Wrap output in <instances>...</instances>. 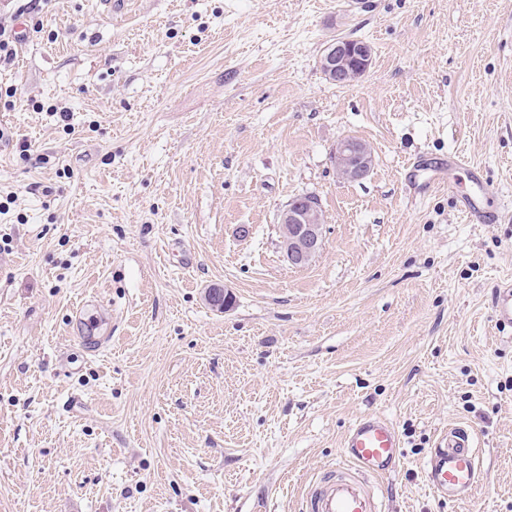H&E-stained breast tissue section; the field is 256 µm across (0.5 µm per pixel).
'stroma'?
Masks as SVG:
<instances>
[{
  "label": "stroma",
  "mask_w": 512,
  "mask_h": 512,
  "mask_svg": "<svg viewBox=\"0 0 512 512\" xmlns=\"http://www.w3.org/2000/svg\"><path fill=\"white\" fill-rule=\"evenodd\" d=\"M120 2L51 0L0 69V512H299L370 413L402 444L385 512H512V214L408 176L456 152L512 201V0ZM340 36L373 49L348 86ZM304 193L324 245L296 268ZM451 424L488 473L462 504L423 473ZM353 57V70H349L348 73L353 72V78H346L343 74L345 64L348 63L349 58ZM372 48L371 46L363 41H357L356 43H350L346 40H331L326 44L323 49L321 56L320 66L323 74L327 76L331 81L344 82L345 79L349 80L346 84H350L361 77H363L369 70L372 64ZM371 161L368 145L355 138H344L336 146V170L346 181L363 180L369 173ZM321 204L308 195L292 199L281 211L279 230L284 254L291 266H307L324 244ZM494 317L503 325H512V281L502 283L494 298Z\"/></svg>",
  "instance_id": "35a3bbf8"
}]
</instances>
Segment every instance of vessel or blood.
<instances>
[{
  "label": "vessel or blood",
  "instance_id": "obj_1",
  "mask_svg": "<svg viewBox=\"0 0 512 512\" xmlns=\"http://www.w3.org/2000/svg\"><path fill=\"white\" fill-rule=\"evenodd\" d=\"M462 171L470 182L465 190L458 182ZM427 186L433 190L447 187L472 224L491 223L508 210L478 168L456 153L435 169ZM493 308L498 323L512 325L511 280L497 288ZM400 448V436L391 421L378 415L359 418L343 439L340 462L309 481L301 500L302 512H384V481L396 469ZM425 473L439 498L465 502L485 476L473 436L463 427H449L426 461Z\"/></svg>",
  "mask_w": 512,
  "mask_h": 512
}]
</instances>
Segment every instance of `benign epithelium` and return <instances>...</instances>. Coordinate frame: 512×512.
Wrapping results in <instances>:
<instances>
[{
    "instance_id": "benign-epithelium-1",
    "label": "benign epithelium",
    "mask_w": 512,
    "mask_h": 512,
    "mask_svg": "<svg viewBox=\"0 0 512 512\" xmlns=\"http://www.w3.org/2000/svg\"><path fill=\"white\" fill-rule=\"evenodd\" d=\"M354 58L353 80L363 77L372 64V48L363 41L350 43L332 40L326 44L320 66L323 74L335 82H343L345 64ZM372 153L368 145L352 138L342 139L336 146V170L346 181H360L370 170ZM321 204L308 195L292 199L281 211L279 230L288 263L294 267L307 266L322 250L324 244Z\"/></svg>"
}]
</instances>
